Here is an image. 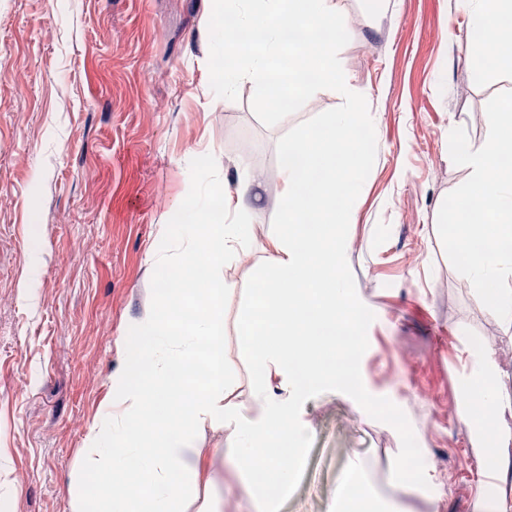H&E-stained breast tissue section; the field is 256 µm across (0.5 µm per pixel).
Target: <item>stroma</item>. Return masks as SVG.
<instances>
[{
  "label": "stroma",
  "instance_id": "obj_1",
  "mask_svg": "<svg viewBox=\"0 0 512 512\" xmlns=\"http://www.w3.org/2000/svg\"><path fill=\"white\" fill-rule=\"evenodd\" d=\"M339 59L369 105L376 158L350 218L346 276L363 345L346 380L306 392L305 452L277 512H342L359 468L378 512H472L475 425L458 415L464 345L494 337L511 377L512 327L496 323L434 228L467 180L448 149L488 132L486 105L512 71L482 60L469 0H335ZM212 0H0V512H70L85 437L110 397L116 347L154 283L151 250L191 194L188 147L262 185L257 223L279 222L278 140L340 106L315 93L264 125L244 82L210 86ZM224 273L226 367L247 376L236 324L260 272ZM402 461L416 496L394 487Z\"/></svg>",
  "mask_w": 512,
  "mask_h": 512
}]
</instances>
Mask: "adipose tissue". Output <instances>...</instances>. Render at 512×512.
<instances>
[{
  "mask_svg": "<svg viewBox=\"0 0 512 512\" xmlns=\"http://www.w3.org/2000/svg\"><path fill=\"white\" fill-rule=\"evenodd\" d=\"M512 0H477L473 24L492 34L486 52L512 61ZM359 107L333 113L321 131L284 146L281 224L266 235L267 263L237 324L255 370L243 379L224 368V271L244 263L264 235L254 221L258 194L248 177L236 191L216 176L208 153L192 155V196L175 203L178 233L163 232L155 265L166 275L132 331L116 341L121 365L112 397L89 427L86 468L99 479L96 512H209L216 480L256 512L298 473L302 398L335 384L350 345L320 339L346 330L360 310L346 282L350 241L340 199L353 196L366 155ZM473 371L459 403L477 422L471 453L479 464L473 512H512V496L488 493L487 479L512 474V392L492 347L469 351Z\"/></svg>",
  "mask_w": 512,
  "mask_h": 512,
  "instance_id": "1",
  "label": "adipose tissue"
}]
</instances>
